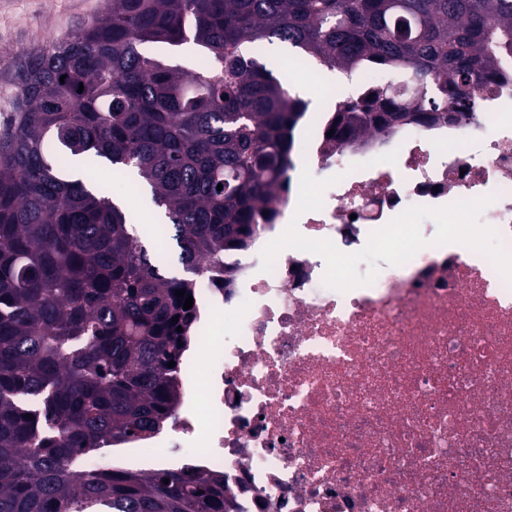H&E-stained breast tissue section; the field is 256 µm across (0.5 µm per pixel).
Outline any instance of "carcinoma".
<instances>
[{
  "mask_svg": "<svg viewBox=\"0 0 512 512\" xmlns=\"http://www.w3.org/2000/svg\"><path fill=\"white\" fill-rule=\"evenodd\" d=\"M266 39L300 63L380 76L372 98L338 101L331 126L347 142L475 112L512 57V0H110L100 21L27 54L0 129V512H224L217 477L78 461L175 407L167 363L192 319L176 291L191 294L206 255L248 248L287 190L309 100L255 51ZM185 43L192 71L147 48ZM111 175L162 214L183 274L149 254Z\"/></svg>",
  "mask_w": 512,
  "mask_h": 512,
  "instance_id": "obj_1",
  "label": "carcinoma"
}]
</instances>
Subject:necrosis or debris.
Segmentation results:
<instances>
[{
  "mask_svg": "<svg viewBox=\"0 0 512 512\" xmlns=\"http://www.w3.org/2000/svg\"><path fill=\"white\" fill-rule=\"evenodd\" d=\"M328 131L312 112L296 136L314 178H340L322 208L297 214L291 188L247 249L208 257L233 280L192 290L151 467L222 478L226 512H512V282L456 243L344 293L318 254L260 257L293 220L351 254L409 207L491 193L481 220L512 251V79L466 121Z\"/></svg>",
  "mask_w": 512,
  "mask_h": 512,
  "instance_id": "1",
  "label": "necrosis or debris"
}]
</instances>
